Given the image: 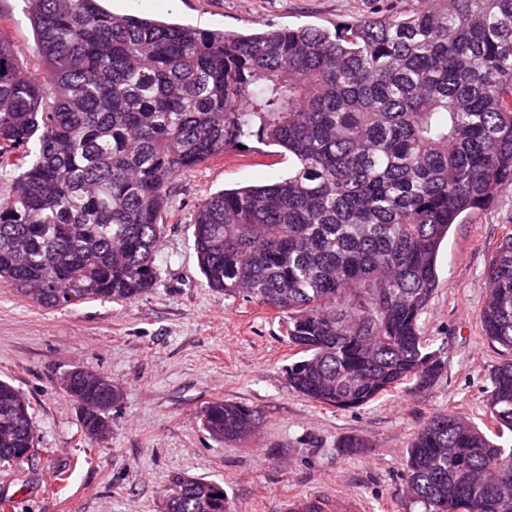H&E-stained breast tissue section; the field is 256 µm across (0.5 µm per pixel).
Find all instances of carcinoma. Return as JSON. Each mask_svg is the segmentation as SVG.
I'll return each mask as SVG.
<instances>
[{"mask_svg": "<svg viewBox=\"0 0 512 512\" xmlns=\"http://www.w3.org/2000/svg\"><path fill=\"white\" fill-rule=\"evenodd\" d=\"M46 70L0 37V283L42 307L131 301L155 286L173 178L251 138L288 152V177L223 190L196 207L207 284L286 318L288 387L338 410L406 382L434 385L445 360L420 317L441 243L461 217L512 185V0H430L329 30L252 34L136 15L99 0H25ZM479 313L503 360L491 422L512 432V234L485 269ZM84 435L110 430L119 389L70 374ZM216 440L241 441L255 411L216 400ZM29 403L0 381V461L33 447ZM457 412L406 450L424 512H512V444ZM369 442L346 436L354 455ZM224 487L176 475L166 512H232Z\"/></svg>", "mask_w": 512, "mask_h": 512, "instance_id": "1", "label": "carcinoma"}]
</instances>
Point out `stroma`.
I'll list each match as a JSON object with an SVG mask.
<instances>
[{"label": "stroma", "mask_w": 512, "mask_h": 512, "mask_svg": "<svg viewBox=\"0 0 512 512\" xmlns=\"http://www.w3.org/2000/svg\"><path fill=\"white\" fill-rule=\"evenodd\" d=\"M420 0H105L115 15L134 13L205 30L235 32L336 24L393 14ZM0 38L21 64L42 67L24 0H0ZM287 157L250 140L178 174L163 215L155 287L130 302L91 301L59 308L29 302L0 285V380L29 402L34 442L22 465L0 461L5 512H162L174 475L223 484L232 512H280L292 493L343 492L368 512H422L406 488L404 457L431 416L455 411L487 421L491 371L500 361L479 311L485 266L512 234V185L494 204L452 225L438 255V286L420 318L432 349L447 359L438 382L397 391L358 409L311 402L288 387L295 360L286 326L270 309L210 288L193 247V214L224 189L286 177ZM81 368L108 376L121 391L111 429L87 439L62 380ZM224 399L263 421L246 442L229 445L205 431L201 410ZM368 440L341 456L346 436ZM62 480L55 481L51 472Z\"/></svg>", "instance_id": "35a3bbf8"}]
</instances>
